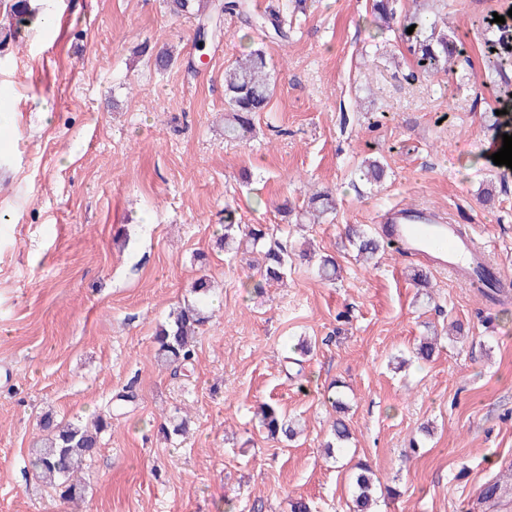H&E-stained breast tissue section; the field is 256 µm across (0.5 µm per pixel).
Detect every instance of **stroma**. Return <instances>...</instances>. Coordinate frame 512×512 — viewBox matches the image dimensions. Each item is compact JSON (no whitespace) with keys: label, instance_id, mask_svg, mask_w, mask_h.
<instances>
[{"label":"stroma","instance_id":"obj_1","mask_svg":"<svg viewBox=\"0 0 512 512\" xmlns=\"http://www.w3.org/2000/svg\"><path fill=\"white\" fill-rule=\"evenodd\" d=\"M35 3L59 32L0 50V512H291L297 499L350 512L361 459L393 490L379 512H512V297L490 302L436 269L419 288L420 262L389 246L364 265L344 235L377 233L392 206H427L512 283V169L489 156L512 132V98L472 88L481 24L498 14L512 29V0H434L468 60L431 77L379 29L371 0L287 9L284 38L227 14L201 46L196 20L165 0ZM258 47L275 91L252 138L225 140L224 70ZM163 48L174 61L160 70ZM367 158L385 163L382 183L359 178ZM319 190L335 213L288 229L282 208L302 212ZM228 205L240 223L279 227L292 252L307 240L334 256L339 278L298 262L254 293L256 266L217 243ZM204 274L213 316L176 377L156 362L155 330ZM433 333V358L416 360ZM301 338L310 353L287 363ZM127 390L84 498L38 482L42 415L89 420ZM337 391L352 438L334 457ZM262 403L300 420L296 443L267 439ZM179 411L189 431L165 440Z\"/></svg>","mask_w":512,"mask_h":512}]
</instances>
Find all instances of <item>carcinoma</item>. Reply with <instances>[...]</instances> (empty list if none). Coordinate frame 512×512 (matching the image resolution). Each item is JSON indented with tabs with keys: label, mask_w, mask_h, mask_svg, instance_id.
Here are the masks:
<instances>
[{
	"label": "carcinoma",
	"mask_w": 512,
	"mask_h": 512,
	"mask_svg": "<svg viewBox=\"0 0 512 512\" xmlns=\"http://www.w3.org/2000/svg\"><path fill=\"white\" fill-rule=\"evenodd\" d=\"M169 8L177 16L197 19L195 39L202 41L217 31L224 14L241 13L246 3L245 0H170ZM372 10L387 25L399 21L401 37L409 44L418 72L425 76L450 71L455 59L464 54V38L453 31L439 28V16L432 11L417 7L399 20L396 0H373ZM6 14L10 15L12 22L1 23L0 33L7 38L15 37L16 23L25 21L37 29L41 28L37 14L29 8V0H11ZM411 26L414 31L409 35L407 28ZM255 27L261 30L271 28L275 34H283V20L275 12L258 18ZM485 40L490 51L485 65V79L479 83V90L480 94L497 99L505 92L502 79L512 71V48L503 51L496 49L504 42V36L497 34L489 23L485 27ZM274 84L266 54L260 48L249 51L224 71V138L239 140L252 132L255 115L267 108ZM384 176L383 164L377 160L366 162L362 171L363 179L378 182ZM334 210L333 196L328 192H316L309 198L303 215L311 216L316 222ZM238 233L241 234V242L260 256V280L255 288L259 289L264 283L286 275L288 252L274 230L264 224H237L234 210L227 207L224 209V234L219 238L220 245H225ZM346 236L367 260L384 249V242L355 227L348 228ZM479 276L482 285L487 288L486 297L499 301V297L505 294L500 281L485 269L479 272ZM214 290V283L207 276L199 277L192 285L195 301L170 315L156 332L157 364L171 369L174 375L185 370L192 359L196 337L208 319L204 309ZM261 416L262 426L272 438L292 441L297 436L295 423L271 406H263ZM110 427L112 421L105 415L98 417L92 429L79 420L58 423L49 415L44 417L43 434L30 448L31 465L36 477L46 484L61 488L64 497L75 498L85 490L84 465L96 453L99 435ZM350 438L348 425L338 419L332 428V440L327 442L326 448L339 450ZM350 481L353 512H369L373 502L391 494L390 487L374 479L371 467L363 462L351 469Z\"/></svg>",
	"instance_id": "cac0c4a2"
}]
</instances>
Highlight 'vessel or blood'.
I'll return each instance as SVG.
<instances>
[{
	"instance_id": "b4317fda",
	"label": "vessel or blood",
	"mask_w": 512,
	"mask_h": 512,
	"mask_svg": "<svg viewBox=\"0 0 512 512\" xmlns=\"http://www.w3.org/2000/svg\"><path fill=\"white\" fill-rule=\"evenodd\" d=\"M387 221V233L407 255L430 260L458 277H465L467 270L485 257L460 225L441 223L433 210L397 207L389 212Z\"/></svg>"
}]
</instances>
